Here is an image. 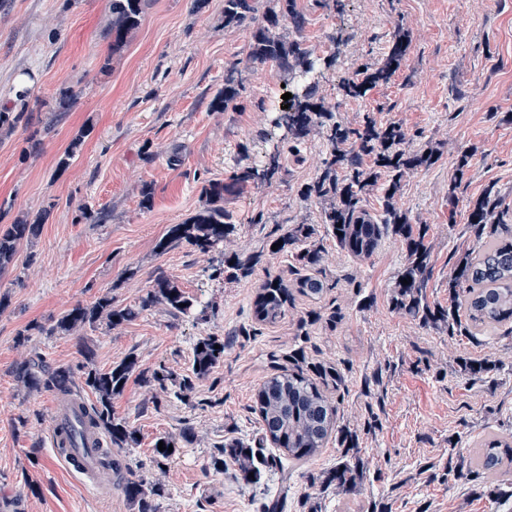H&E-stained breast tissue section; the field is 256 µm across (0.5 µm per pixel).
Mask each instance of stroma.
Wrapping results in <instances>:
<instances>
[{
    "label": "stroma",
    "mask_w": 512,
    "mask_h": 512,
    "mask_svg": "<svg viewBox=\"0 0 512 512\" xmlns=\"http://www.w3.org/2000/svg\"><path fill=\"white\" fill-rule=\"evenodd\" d=\"M343 2L339 13L320 0H300L314 56L339 55L322 92L343 124L357 125L370 112L400 126L409 149L439 144L438 161L404 180L401 203L413 223L429 227L426 295L447 305L456 258L476 246L467 229L469 201L495 186L503 221L512 225V0ZM110 19V0H0V111L23 110L30 118L0 138V228L27 213H47L40 236L20 242L14 266L0 271V297L8 299L0 310V512H131L120 485L111 498L96 497L53 459L47 435L54 396H23L14 370L34 354L77 363L78 340L44 335V327L103 294L120 306L136 304L161 270L207 310L175 317L156 307L120 328L88 333L99 368L134 353L142 366L162 362L180 374L190 369L197 339H229L223 362L197 382L194 405L171 396L145 405L134 378L112 403L140 435L139 447L123 454L124 465L159 477L168 489L159 512H262L274 495L282 496L283 512H303L308 475L341 460L336 443L288 478L275 472L260 487L242 486L230 461L223 474L208 470L227 440H256L253 396L271 373L268 354L284 359L298 349L310 361L343 369L338 417L357 430L366 470L355 494L321 496V512H366L374 500L387 512H512V499L495 502L475 495L473 482L430 476L460 463L488 430L512 431V333L503 327L476 339L451 337L392 309L391 291L407 262L399 239H385L370 259L351 257L321 225L318 208L299 195L323 158L317 134L300 158H283L279 178L224 200L237 229L223 252L267 253L251 277H210L207 256L188 244L160 251L170 225L202 206L204 181H229L246 157L259 154L272 109L284 104L282 80L274 66L252 67L229 109L211 110L225 69L245 58L252 31L248 22L225 26L224 0H150L116 54L105 36ZM398 25L411 38L404 72L364 97L340 96L339 77L378 63ZM63 86L77 94L65 112L24 107L18 96L26 88L48 100ZM85 126L91 133L81 153L58 170ZM33 134L35 147L28 141ZM467 149L474 155L459 180L457 161ZM300 222L318 227L329 289L320 302L296 297L276 323L255 326L252 302L261 284L292 279L298 270L291 255L268 254L269 243ZM313 311L321 321L301 328ZM333 311L340 320L330 328L324 317ZM25 330L30 336L19 342ZM464 359L485 364L481 379L461 376ZM187 426L192 441L156 472V438Z\"/></svg>",
    "instance_id": "stroma-1"
}]
</instances>
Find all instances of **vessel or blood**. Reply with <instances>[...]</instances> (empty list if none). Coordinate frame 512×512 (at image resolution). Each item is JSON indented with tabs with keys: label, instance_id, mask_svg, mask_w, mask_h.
<instances>
[{
	"label": "vessel or blood",
	"instance_id": "vessel-or-blood-1",
	"mask_svg": "<svg viewBox=\"0 0 512 512\" xmlns=\"http://www.w3.org/2000/svg\"><path fill=\"white\" fill-rule=\"evenodd\" d=\"M89 404L80 391H72L52 405L49 444L55 459L75 475L92 494H112L111 471L106 465L103 436L86 422Z\"/></svg>",
	"mask_w": 512,
	"mask_h": 512
}]
</instances>
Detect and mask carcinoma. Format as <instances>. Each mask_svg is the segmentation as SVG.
Instances as JSON below:
<instances>
[{"instance_id": "1", "label": "carcinoma", "mask_w": 512, "mask_h": 512, "mask_svg": "<svg viewBox=\"0 0 512 512\" xmlns=\"http://www.w3.org/2000/svg\"><path fill=\"white\" fill-rule=\"evenodd\" d=\"M255 0H224V26H238L245 21L253 24L252 38L246 55L250 65L272 63L295 88L289 107L277 111L275 127L284 130L291 142L290 149L317 133L323 138L324 158L315 178L305 184L302 200L319 207L321 223L325 224L336 243L349 255L360 260L371 258L383 238L392 234L400 238L407 252V264L398 275L390 301L394 310L419 319L425 327L445 328L450 336H490L503 325H512V229L500 231L496 223L499 192L488 187L470 205L469 231L477 248L461 254L448 277L450 305L443 308L427 303L425 289L431 276L430 251L426 244L427 225L413 224L400 205L403 179L421 167L434 164L438 148L431 142L417 151L404 148L406 134L398 125H382L365 113L355 127L336 120V107L321 95L324 70L336 66L338 55L318 63L302 39L307 18L299 0H270L271 6L258 13ZM146 0H111L112 19L107 30L112 53L126 45L138 29ZM288 25L294 36L281 33ZM410 35L398 26L391 35L380 63L368 67L361 75L342 76L337 89L341 96L362 98L379 85L389 83L401 69L409 52ZM243 88L239 64L224 72V88L213 96L210 107L216 112L227 111ZM76 92L63 87L54 96L55 110H69ZM25 118L22 112H0V133L8 136ZM90 129L80 130L59 157L57 167H69L81 152ZM281 153L278 147L265 152L263 159L238 167L231 182L210 181L202 187L204 204L194 215L169 227L160 241L163 251L187 243L204 254H210L224 243L233 231L232 217L224 209V194L244 189L250 183L270 181L281 173ZM383 185V212L372 215L364 199L376 186ZM45 214L25 217L0 229V270L14 263L20 242L36 239ZM275 255L295 251L302 273L293 280L265 281L254 301V318L260 324H270L282 318L288 304L299 294L318 300L327 288L319 276L324 248L313 224H290L272 240ZM260 253H232L211 265L213 273L225 266L234 275L247 277L261 262ZM407 283H401V280ZM198 304V298L183 291L177 282L160 272L151 288L138 304L129 307L114 305L105 294L88 304H77L64 311L54 323L44 329L49 336H74L80 341L81 372L84 385L95 396L91 404L93 421L108 437L112 447L126 452L138 447V432L127 419L112 410V400L120 396L131 376H136L149 395L151 403H159V395L172 394L185 403L191 402L193 379L208 377L224 360L227 346L224 337L203 336L192 349L191 374L182 375L159 363L141 368L137 355L130 353L107 370L97 367L95 349L85 340L84 331L105 325L112 330L134 320L144 311L158 305L175 316H185ZM293 368L277 366L254 396L253 410L260 418V437L256 446L237 439L225 442L209 462L208 469L224 473V458L233 460L238 480L247 486H257L265 473L279 468L281 456L293 463H302L318 454L329 440L342 448L343 460L334 470L308 476V487L316 494H306L303 505L308 512H319L314 496L331 488L350 494L357 490L363 478V466L353 451L358 435L337 424L338 406L330 390H338L345 382L343 371L335 364L312 363L302 351L290 356ZM17 386L27 395L44 391L65 393L71 390L73 369L53 365L42 358L20 363L15 371ZM194 436L186 427L179 434L159 437L165 450L153 449V466L161 471L175 458L180 442ZM173 447L168 451L167 447ZM274 448L265 452L267 447ZM447 475L455 479L479 480L494 500L512 498V434L487 433L473 445L467 460L446 467ZM254 477H249V474ZM122 489L132 512H159L157 500L164 493L163 484L133 470L123 477Z\"/></svg>"}]
</instances>
